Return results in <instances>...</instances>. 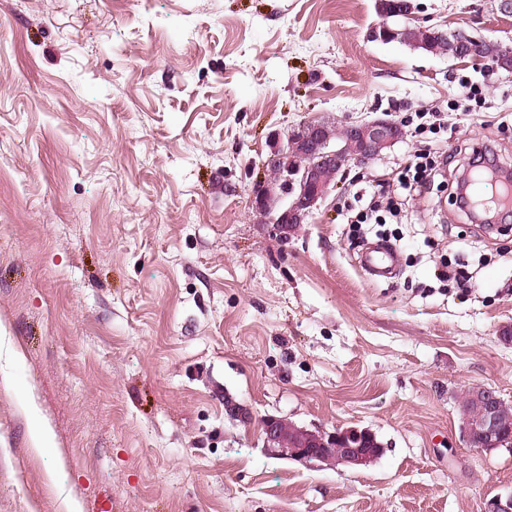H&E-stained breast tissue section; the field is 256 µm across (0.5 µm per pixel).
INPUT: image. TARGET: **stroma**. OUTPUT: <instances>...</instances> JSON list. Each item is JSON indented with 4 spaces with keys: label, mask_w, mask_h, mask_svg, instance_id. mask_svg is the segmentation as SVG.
I'll list each match as a JSON object with an SVG mask.
<instances>
[{
    "label": "stroma",
    "mask_w": 512,
    "mask_h": 512,
    "mask_svg": "<svg viewBox=\"0 0 512 512\" xmlns=\"http://www.w3.org/2000/svg\"><path fill=\"white\" fill-rule=\"evenodd\" d=\"M417 2L423 24L512 47L500 0ZM380 21L375 0H0V512H484L512 494V450L468 447L457 402L471 383L512 402V229L472 223L446 185L475 143L512 171V74L368 41ZM385 112L406 138L288 239L252 211L272 134ZM419 148L438 167L412 197ZM382 190L396 213L354 223ZM377 240L399 251L380 280L360 265ZM269 416L368 428L384 451L278 459Z\"/></svg>",
    "instance_id": "stroma-1"
}]
</instances>
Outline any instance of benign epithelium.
<instances>
[{"label":"benign epithelium","mask_w":512,"mask_h":512,"mask_svg":"<svg viewBox=\"0 0 512 512\" xmlns=\"http://www.w3.org/2000/svg\"><path fill=\"white\" fill-rule=\"evenodd\" d=\"M377 8L384 21L370 31L372 41L394 40L396 31L387 18L415 19L412 0H379ZM454 34L455 59L488 62L478 51L485 39L464 30ZM490 67L496 72L512 73V48L503 49ZM404 136L401 123L381 117L348 122L342 143L331 137L325 124L316 121L304 123L284 138L274 134L265 166L275 182H256L251 189V206L286 239L297 227L308 223L339 174L353 164L363 165L379 158ZM460 405V433L469 447L492 450L505 443L501 418L506 408L512 409V402L489 387L473 384L460 394ZM260 428L270 455L318 467L367 466L383 453V445L368 428L309 430L278 417L263 419Z\"/></svg>","instance_id":"7a95c632"}]
</instances>
